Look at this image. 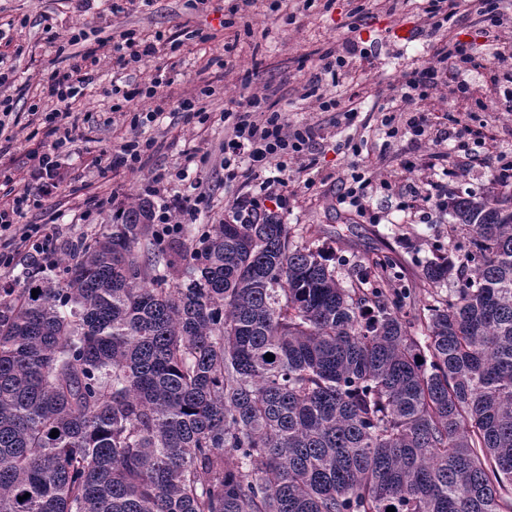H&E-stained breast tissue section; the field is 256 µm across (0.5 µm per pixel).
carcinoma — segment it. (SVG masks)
I'll list each match as a JSON object with an SVG mask.
<instances>
[{
	"label": "carcinoma",
	"instance_id": "obj_1",
	"mask_svg": "<svg viewBox=\"0 0 512 512\" xmlns=\"http://www.w3.org/2000/svg\"><path fill=\"white\" fill-rule=\"evenodd\" d=\"M449 214L418 334L389 262L346 287L276 213L160 262L152 202L120 206L0 289V512H502L512 191Z\"/></svg>",
	"mask_w": 512,
	"mask_h": 512
}]
</instances>
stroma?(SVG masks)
Masks as SVG:
<instances>
[{"mask_svg":"<svg viewBox=\"0 0 512 512\" xmlns=\"http://www.w3.org/2000/svg\"><path fill=\"white\" fill-rule=\"evenodd\" d=\"M270 0H256L246 7L240 0H152L136 4L121 14H113L112 0H95L88 11L78 10L75 0H0V53L5 60L0 71L9 80L0 94L14 102L19 122L12 128L14 138L5 157L14 179L26 174L27 156L40 147L44 136L39 106L41 84L51 73L69 63L75 48L72 34L83 33L87 43L107 39L123 29L136 30L143 38H176L179 48L172 55L175 68L172 85L164 92L172 100L187 98L195 88L211 86V97L202 99L208 120L185 118L180 112H163L154 122L130 127L121 114L110 108L118 97L113 86L130 91L147 83L155 72L154 63L130 65L120 82L112 80V64L104 62L95 81L82 100L79 123L87 127L86 138L73 144L68 167L71 180L55 199L33 210L27 222L51 225L57 248L90 237L96 224L106 223L98 215L95 225L76 223L75 213L96 198L113 196L116 202L134 196L152 198L156 207L169 201L166 194H152L156 174L187 168L188 177L172 182L173 190L190 193L200 188V223L217 224L233 214L251 217V209H237L244 196H260L258 183L245 176L226 178L221 164L224 147V122L221 114L227 101L242 98L246 89L267 87L281 90V105L288 111L290 125H319L320 136L312 145L313 169L298 163L288 165V187L281 213L295 244L306 243L304 229L316 225L327 251L338 257L337 276L350 283L356 265L372 257L388 255L396 266L391 285L406 292L409 307L419 311L432 295L447 296L448 286L427 288L422 267L436 250L448 246L449 215L422 223L419 213L405 208L409 186L419 183L425 172L423 162L433 152L431 141L402 132L390 138L381 125V109L397 97L407 75L434 62L436 53L449 38L467 44H480L476 35V15H458L445 30L432 37L414 36L400 41L394 32L401 26L418 27L422 0H284L281 10L271 11ZM363 7L361 21H354L356 7ZM358 25V35L372 46L378 59L374 67H352L349 76L335 89L341 101L354 102L357 112L347 117L342 112L316 111L312 100L302 99L306 84L320 54L338 48L348 34L349 25ZM224 56L225 67L212 66L210 60ZM432 108L447 111L442 128L456 137L460 127L478 126L487 121L492 150L463 159L464 178L454 189L485 192L496 176L494 156L512 154V112L456 111L447 90L436 91ZM136 132L153 141L155 148L146 166L135 172H114L103 181L92 162L111 154L119 138ZM357 151L347 150V143ZM209 157L206 166H186V152ZM364 173L372 182L386 179L391 190H377L369 200L370 216L338 204L337 193L349 182L353 172ZM314 179L307 187L306 179Z\"/></svg>","mask_w":512,"mask_h":512,"instance_id":"stroma-1","label":"stroma"}]
</instances>
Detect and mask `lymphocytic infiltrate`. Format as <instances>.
<instances>
[{
	"instance_id": "obj_1",
	"label": "lymphocytic infiltrate",
	"mask_w": 512,
	"mask_h": 512,
	"mask_svg": "<svg viewBox=\"0 0 512 512\" xmlns=\"http://www.w3.org/2000/svg\"><path fill=\"white\" fill-rule=\"evenodd\" d=\"M505 0H477L476 10L484 24L482 33L494 48L493 67H486L485 59L474 45L455 42L442 47L439 63L414 71L401 87L400 102L395 111L385 113L382 119L388 137H396L399 127L398 113H407V127L414 136H433L436 145L425 164L428 172L421 185L411 192V206L423 213L447 211L450 203L448 180L460 178L457 170H445L443 178H436L434 171L447 157L443 144H451L453 152L473 154L475 148L484 146L486 135L483 129L471 130L469 139L449 142L447 136L433 134L432 109L429 99L433 90L447 88L451 93L467 94L466 74L480 69L490 72L489 84L493 97L486 109L490 112H512V68L507 61L512 58V37L504 31ZM159 49L156 41L137 37L128 29L113 40L109 55L117 70H124L132 63L155 59ZM104 55L98 47L88 46L72 56L68 67L56 70L41 89L44 99L53 105L45 115L46 135L51 143L48 149L33 150L29 154L25 189L15 191L13 196L0 202V273L10 274L16 253L27 250L40 256L45 263H53L55 241L53 232L45 224L25 223V216L35 208L38 199L53 198L61 191L69 174L64 166L62 149L80 134L79 118L75 106L83 97L86 88L94 80V70ZM373 63L374 58L355 38L344 39L341 49L330 50L320 56L314 73L305 86V97L315 98L323 112H333L339 107L334 96L328 95L327 86L336 85L348 65L350 58ZM171 83L170 77L156 72L150 83L133 90L124 97L125 111L131 112V126L153 121L156 114L171 109L190 112L195 108L188 99L171 101L163 89ZM142 98L154 102L153 110L140 114L134 112L132 103ZM317 134V127L304 124L289 129L286 113L272 102L270 94L251 92L237 107L224 111V171L226 177L238 175L240 163H247V174L261 178L267 163L277 161L280 170H287L291 159L306 154ZM153 148L152 141L130 136L122 140L110 156L95 159L94 165L101 175L119 170L135 171L145 166ZM199 199L179 196L175 209L163 208L155 214L159 239L174 238L181 234L185 224H193L199 218Z\"/></svg>"
}]
</instances>
